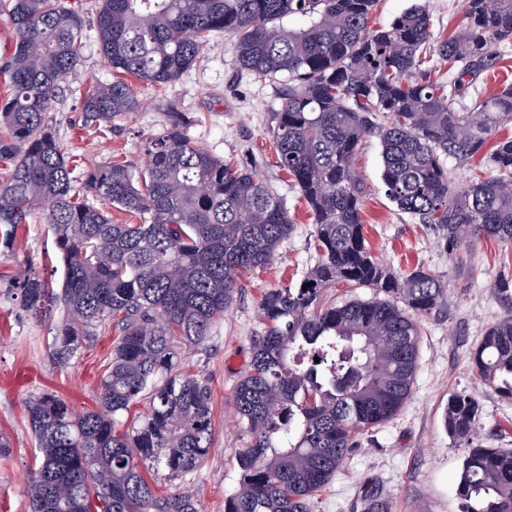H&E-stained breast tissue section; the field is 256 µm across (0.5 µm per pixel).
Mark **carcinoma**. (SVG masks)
Instances as JSON below:
<instances>
[{"instance_id":"1","label":"carcinoma","mask_w":512,"mask_h":512,"mask_svg":"<svg viewBox=\"0 0 512 512\" xmlns=\"http://www.w3.org/2000/svg\"><path fill=\"white\" fill-rule=\"evenodd\" d=\"M377 0H101L95 29L112 80L81 97L86 120L109 124L139 110L129 78L179 79L209 38L229 36L255 77L280 76L275 113L279 166L306 200L318 260L294 286L267 291L263 334L235 403L252 435L237 454L238 487L224 512H312L358 438L395 417L417 371L420 330L410 316L440 310L446 285L418 267L392 271L370 252L354 168L367 137L381 141L383 183L398 210L428 226L453 255L483 239L512 243V139L486 144L512 120V84L460 105L471 74L512 42V0H467L466 23L431 46L426 7L371 25ZM15 45L0 68V255L18 225L48 215L64 274L60 291L34 274L14 279L35 316L62 313L50 346L65 368L96 336L115 333L94 410L75 411L54 392L27 406L36 468L31 512H201L191 495H159L145 470L169 482L196 471L212 450L207 380L179 370L178 345L198 346L224 319L240 277L272 263L294 224L255 171L205 150L173 116L150 137L145 163L113 160L80 177L49 125L57 90L77 61L82 17L64 0H0ZM448 63L431 78L427 50ZM489 168L462 187L447 163ZM81 181V189L74 182ZM101 198L132 217L114 224ZM368 288L369 298L325 302V291ZM494 292L508 317L472 349L485 384L512 399V280ZM147 400V410L131 416ZM482 407L448 398V436L467 444L457 482L460 512H512V448L472 444Z\"/></svg>"}]
</instances>
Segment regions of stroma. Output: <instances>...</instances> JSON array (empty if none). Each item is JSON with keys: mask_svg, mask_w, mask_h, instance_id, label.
Here are the masks:
<instances>
[{"mask_svg": "<svg viewBox=\"0 0 512 512\" xmlns=\"http://www.w3.org/2000/svg\"><path fill=\"white\" fill-rule=\"evenodd\" d=\"M65 4L85 20L77 64L63 79L48 114L65 153L83 165L122 159L142 166L146 138L166 130L177 112L190 118L187 132L204 148L255 170L283 199L295 224L269 266L241 277L231 309L204 347L182 350L184 368L208 380L214 405L212 452L184 484L202 512H224L225 498L237 487L236 454L251 440L237 418L234 394L263 330L259 303L268 289L297 284L317 261L312 215L276 165L272 128L284 88L280 80L259 79L242 69L231 38L219 34L177 81L161 89L134 82L142 102L138 112L115 118L108 127L88 122L81 110L84 88L112 78L94 30L100 0ZM355 166L367 190L362 218L371 253L394 270L421 267L440 276L448 292L440 312L418 319V368L407 403L395 418L360 437L335 480L315 497L312 512H363L367 493L388 500L392 512H458L455 481L464 448L443 427L449 396L466 393L481 403L478 444L512 448V399L485 386L470 360L485 331L507 314L493 288L501 275L512 272V243L484 240L460 259L449 258L434 234L386 195L378 138L363 142ZM23 266L60 288L63 265L44 214L19 225L13 255L0 256V435L11 443L9 454L0 457V512H30L26 488L34 438L25 411L29 397L52 389L75 410L94 408L112 351L111 336H102L74 365L57 366L49 353L54 321L35 318L9 290Z\"/></svg>", "mask_w": 512, "mask_h": 512, "instance_id": "35a3bbf8", "label": "stroma"}]
</instances>
